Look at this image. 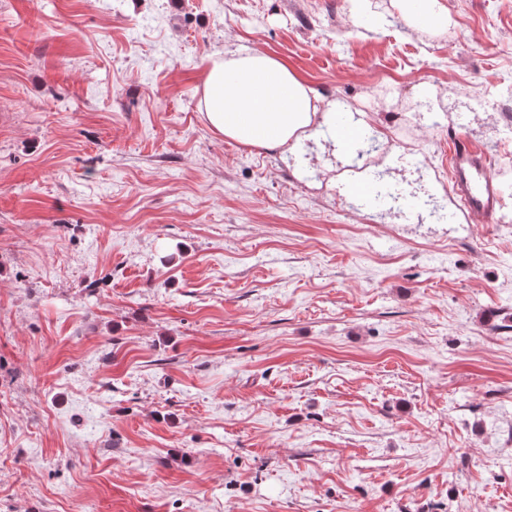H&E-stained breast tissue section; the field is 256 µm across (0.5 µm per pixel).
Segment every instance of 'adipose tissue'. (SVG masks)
I'll return each instance as SVG.
<instances>
[{
  "instance_id": "1",
  "label": "adipose tissue",
  "mask_w": 512,
  "mask_h": 512,
  "mask_svg": "<svg viewBox=\"0 0 512 512\" xmlns=\"http://www.w3.org/2000/svg\"><path fill=\"white\" fill-rule=\"evenodd\" d=\"M200 104L210 129L238 144L294 150L320 138L334 104L317 105L308 84L278 57L262 50H234L208 57Z\"/></svg>"
}]
</instances>
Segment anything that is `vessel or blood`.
Wrapping results in <instances>:
<instances>
[{
  "label": "vessel or blood",
  "instance_id": "vessel-or-blood-1",
  "mask_svg": "<svg viewBox=\"0 0 512 512\" xmlns=\"http://www.w3.org/2000/svg\"><path fill=\"white\" fill-rule=\"evenodd\" d=\"M490 165L491 157L484 148L454 138L449 159L451 179L468 212L485 222L493 220L499 203Z\"/></svg>",
  "mask_w": 512,
  "mask_h": 512
}]
</instances>
